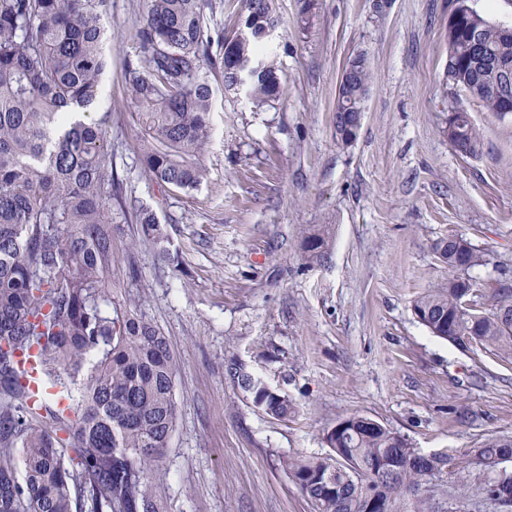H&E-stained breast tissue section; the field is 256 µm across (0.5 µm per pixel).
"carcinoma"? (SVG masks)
I'll use <instances>...</instances> for the list:
<instances>
[{"instance_id": "cac0c4a2", "label": "carcinoma", "mask_w": 512, "mask_h": 512, "mask_svg": "<svg viewBox=\"0 0 512 512\" xmlns=\"http://www.w3.org/2000/svg\"><path fill=\"white\" fill-rule=\"evenodd\" d=\"M110 0H0V512H165L162 462L174 431L176 365L160 330L112 297L113 243L124 207L112 173L110 115L88 118L107 66L102 16ZM213 0H146L136 29L139 54L126 62L139 110L143 164L182 191L205 177L199 157L211 135L214 95L206 71L218 68L224 92L243 89L261 109L279 95L265 16L275 0H245L242 29L228 40L213 30ZM448 77L490 112L501 109L495 62L512 64V29L481 15L448 28ZM370 70L359 55L339 82L334 120L362 107ZM448 139L475 157L482 133L462 106ZM143 236L169 255L152 209L137 214ZM328 236L304 241V258L326 257ZM454 272L448 285L416 298L422 325L452 344L472 333L477 350L512 359V299L476 304L468 271L486 255L465 237L435 246ZM36 348L43 379L60 389L72 414L51 399L30 402L18 371ZM241 389L268 415L295 412L284 396L238 367ZM325 436L328 458L283 457L314 512H365L413 492L409 512H436L448 487L434 482L451 459L426 457L381 423L347 420ZM506 438L479 446L498 456ZM478 491L512 495L492 473Z\"/></svg>"}]
</instances>
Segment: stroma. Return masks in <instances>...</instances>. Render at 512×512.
I'll return each mask as SVG.
<instances>
[{"instance_id":"stroma-1","label":"stroma","mask_w":512,"mask_h":512,"mask_svg":"<svg viewBox=\"0 0 512 512\" xmlns=\"http://www.w3.org/2000/svg\"><path fill=\"white\" fill-rule=\"evenodd\" d=\"M275 5L279 96L255 110L212 71L206 178L189 192L140 160L125 62L138 53L144 0H111L107 18L95 110L112 115L127 213L151 207L170 241L164 260L140 225H122L112 267L116 299L160 329L176 361L167 512H312L281 456H328L327 430L353 415L457 463L488 437H512V362L460 350L412 312L447 284L435 245L451 234L485 253L470 272L481 294L512 285V114L487 111L449 80L455 0H314L305 29L300 0ZM359 54L368 93L357 138L343 145L336 87ZM459 106L482 132L478 156L446 134ZM318 229L328 256L309 264L302 245ZM233 365L294 414L257 408Z\"/></svg>"}]
</instances>
